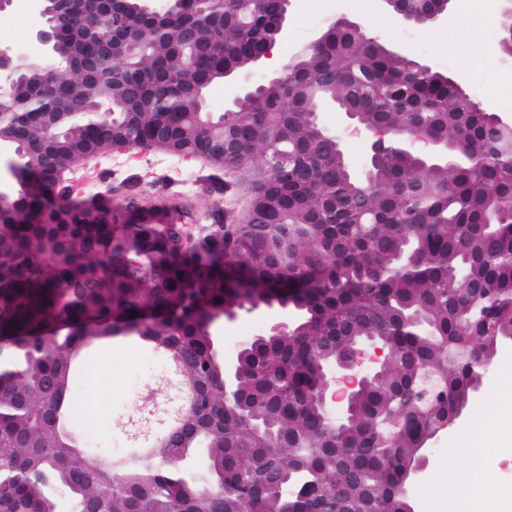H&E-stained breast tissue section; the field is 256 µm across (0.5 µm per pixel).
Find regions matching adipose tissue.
<instances>
[{"label":"adipose tissue","instance_id":"adipose-tissue-1","mask_svg":"<svg viewBox=\"0 0 512 512\" xmlns=\"http://www.w3.org/2000/svg\"><path fill=\"white\" fill-rule=\"evenodd\" d=\"M483 417L472 418L456 446L468 464L448 474V512H512V490L491 489L483 471L488 446Z\"/></svg>","mask_w":512,"mask_h":512}]
</instances>
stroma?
<instances>
[{"label":"stroma","instance_id":"35a3bbf8","mask_svg":"<svg viewBox=\"0 0 512 512\" xmlns=\"http://www.w3.org/2000/svg\"><path fill=\"white\" fill-rule=\"evenodd\" d=\"M34 0H12L11 6L0 12V35L15 43L18 50L36 52L35 29L29 26L26 15L34 11ZM449 23L426 27H409L396 21L383 10L378 0H371L369 9H358L353 0H324L318 13H303L298 5L288 12L287 41L278 46L282 57L289 55L309 41L320 28L345 18L376 31L387 46L410 60H428L440 71L452 76L467 93H474L476 83L495 82L499 94L490 108L502 118L512 121V62L498 52L497 41L483 35L476 18L464 15L457 6H449ZM322 127L341 136L343 151L351 168L363 172L370 145L380 137L379 132L348 122L343 110L328 107L319 114ZM207 170L197 159H186L156 149L141 152L140 159L129 165L113 167L106 182L88 184L84 192L92 194L103 186L118 187L139 178L140 188L161 189L172 198L192 206L197 215H205L215 206L228 214L239 212L237 197L218 196L208 191L203 182ZM282 309L273 307L262 312H240L231 320L216 324L227 355H234L245 338L261 333L268 323L283 317ZM104 354L112 364L102 372L86 365L82 397L96 400L97 422L92 435L96 446L104 448H133L146 446L150 437L172 421L175 411L174 389L166 370L126 339L108 343ZM498 365L484 378L480 389L473 392L458 424L430 441L424 454L426 468L411 483L409 500L415 512H448L443 488L448 473L465 467L463 456L452 445L453 436L462 433L473 413H481L488 421L491 437L485 467L491 483L503 486L501 463L512 461V424L500 421L501 408L512 380L504 377L500 366L512 363V343L499 348Z\"/></svg>","mask_w":512,"mask_h":512}]
</instances>
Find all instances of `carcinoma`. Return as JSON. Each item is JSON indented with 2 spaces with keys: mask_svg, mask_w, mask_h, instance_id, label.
I'll use <instances>...</instances> for the list:
<instances>
[{
  "mask_svg": "<svg viewBox=\"0 0 512 512\" xmlns=\"http://www.w3.org/2000/svg\"><path fill=\"white\" fill-rule=\"evenodd\" d=\"M281 0L256 13L224 0L236 21L213 22L210 5L178 10L133 53L102 59L90 81L71 63L112 36L70 21L52 65L29 72L0 104V132L70 163L139 144L213 170L210 192L239 173L256 197L232 219L204 217L192 249L178 254L168 227L134 221L116 205L75 208L65 168L22 158L26 190L0 213V512H402L405 465L435 421L455 422L472 392L473 352L512 329V128L450 87L440 72L371 36L336 28L234 113L197 124L195 101L224 69L252 64L279 20ZM191 19L222 53L194 52ZM331 101L383 130L370 169L355 176L335 142L318 133L309 105ZM428 135L448 143V163L398 152L390 140ZM228 140L209 153L212 139ZM262 164L255 165L256 155ZM137 258L133 274L112 238ZM312 282L301 332L267 339L242 365L241 397L224 394L222 358L204 322L249 300L278 298ZM152 313L178 335L150 325ZM157 359L172 341L187 353L174 368L186 407L203 409L189 431L173 423L150 448H96L78 423L74 361L121 333ZM374 336L392 350L343 425L322 416L315 394L326 357ZM31 396L20 406L18 394ZM204 466L185 479L181 457Z\"/></svg>",
  "mask_w": 512,
  "mask_h": 512,
  "instance_id": "1",
  "label": "carcinoma"
}]
</instances>
